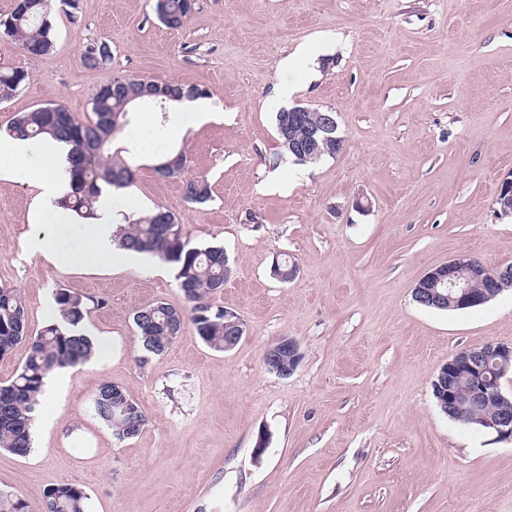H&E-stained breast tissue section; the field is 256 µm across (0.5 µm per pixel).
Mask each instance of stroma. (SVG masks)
Instances as JSON below:
<instances>
[{"label": "stroma", "mask_w": 512, "mask_h": 512, "mask_svg": "<svg viewBox=\"0 0 512 512\" xmlns=\"http://www.w3.org/2000/svg\"><path fill=\"white\" fill-rule=\"evenodd\" d=\"M51 20L55 48L35 59L0 36V66L30 72L0 103V134L51 100L89 121L119 76L207 89L220 119L175 140L137 113L115 147L135 171L127 195L173 212L193 244L223 245L232 273L212 302L247 332L218 352L188 322L140 364L134 313L186 307L172 269L147 254L73 263L82 223L61 230L54 259L28 251L37 189L0 178V284L21 290L34 334L55 289L98 299L85 331L101 346L48 387L30 453L0 451V488L32 512L57 483L86 491V512H512V442L450 421L431 386L456 351L512 342V291L461 311L413 297L448 260L512 264L497 204L512 176V0H195L179 29L154 0H77ZM103 38L111 60L84 67ZM300 48L310 63L280 69ZM295 105L335 113V157L283 153L275 114ZM160 142L186 153L180 175L156 176ZM192 179L210 201L186 200ZM283 253L299 267L287 284L272 273ZM281 338L301 354L285 377L263 361ZM104 382L145 414L138 437L94 414Z\"/></svg>", "instance_id": "stroma-1"}]
</instances>
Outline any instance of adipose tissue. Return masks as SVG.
Segmentation results:
<instances>
[{"mask_svg": "<svg viewBox=\"0 0 512 512\" xmlns=\"http://www.w3.org/2000/svg\"><path fill=\"white\" fill-rule=\"evenodd\" d=\"M67 144L46 140L41 147H31L29 142L0 138V177L19 183H32L40 191V207L33 215L39 224L50 226L51 231L32 237V250L48 255L56 242L55 232L71 224V211L54 206V199L70 191V177L66 171ZM138 208L137 200L124 197L115 205H101L99 217L90 228L83 244L74 255L77 263L95 266L128 265L139 260V253L118 249L113 242V206Z\"/></svg>", "mask_w": 512, "mask_h": 512, "instance_id": "1", "label": "adipose tissue"}]
</instances>
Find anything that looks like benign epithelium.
Wrapping results in <instances>:
<instances>
[{
    "label": "benign epithelium",
    "mask_w": 512,
    "mask_h": 512,
    "mask_svg": "<svg viewBox=\"0 0 512 512\" xmlns=\"http://www.w3.org/2000/svg\"><path fill=\"white\" fill-rule=\"evenodd\" d=\"M512 288V265L491 273L475 261L452 259L427 272L413 289L414 297L430 307L459 309L483 304ZM224 325L230 335L224 348L232 347L246 333L245 321L233 311H224ZM269 370L289 375L299 361L298 344L281 338L265 353ZM512 372V344L489 343L462 349L443 364L432 380L442 412L454 422L470 423L464 409L491 408L492 414L479 417L482 429L499 439L512 440V392L501 379Z\"/></svg>",
    "instance_id": "obj_1"
}]
</instances>
